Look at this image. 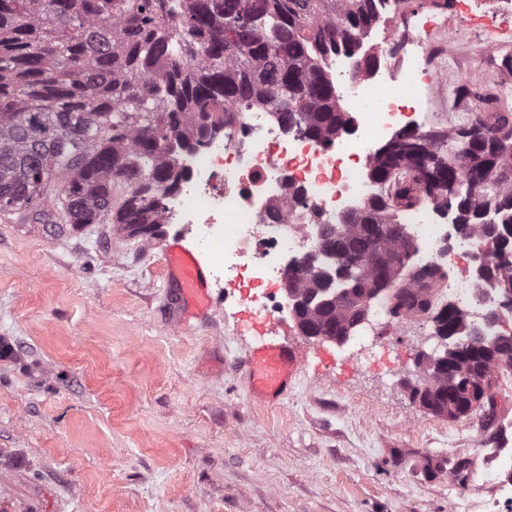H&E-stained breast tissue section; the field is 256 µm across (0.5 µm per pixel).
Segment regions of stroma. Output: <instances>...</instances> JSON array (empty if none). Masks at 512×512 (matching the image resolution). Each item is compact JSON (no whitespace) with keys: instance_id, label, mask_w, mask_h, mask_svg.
Instances as JSON below:
<instances>
[{"instance_id":"35a3bbf8","label":"stroma","mask_w":512,"mask_h":512,"mask_svg":"<svg viewBox=\"0 0 512 512\" xmlns=\"http://www.w3.org/2000/svg\"><path fill=\"white\" fill-rule=\"evenodd\" d=\"M428 33L443 91L431 128L464 125L490 100L512 113V17L500 0H410L390 13ZM112 224L0 219V512H475L480 470L512 448V375L497 418L451 420L415 401L424 319L378 323L358 364L287 319L303 353L272 405L244 370L256 343L243 301L213 283L182 324L163 248Z\"/></svg>"}]
</instances>
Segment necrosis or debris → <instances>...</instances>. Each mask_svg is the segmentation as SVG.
<instances>
[{
	"instance_id": "obj_1",
	"label": "necrosis or debris",
	"mask_w": 512,
	"mask_h": 512,
	"mask_svg": "<svg viewBox=\"0 0 512 512\" xmlns=\"http://www.w3.org/2000/svg\"><path fill=\"white\" fill-rule=\"evenodd\" d=\"M430 51L418 42L406 60L378 64L365 79L356 77L354 60L331 59L353 126L328 143L286 131L268 113L240 112L206 148L182 157L187 178L166 200L167 221L202 252L222 244L213 264L216 281L238 288L282 282L316 250L317 225L335 223L338 214L378 194L361 167L377 142L429 122L425 106L407 107L394 90ZM402 223L415 242L417 266L444 265L458 255L470 259L478 250L476 239L458 233L446 209L425 206L405 213ZM440 296L465 306L477 323L501 306L497 289L477 280L469 265L448 276Z\"/></svg>"
}]
</instances>
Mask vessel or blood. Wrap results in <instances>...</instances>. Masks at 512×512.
Masks as SVG:
<instances>
[{"instance_id": "1", "label": "vessel or blood", "mask_w": 512, "mask_h": 512, "mask_svg": "<svg viewBox=\"0 0 512 512\" xmlns=\"http://www.w3.org/2000/svg\"><path fill=\"white\" fill-rule=\"evenodd\" d=\"M165 259L167 276L174 282L180 297L198 310H208L213 302L209 283L212 272L206 263L178 243L166 248ZM257 327L259 341L252 349L246 367L254 392L276 401L287 389L290 368L301 363L302 358L276 343L278 326L274 321L259 320Z\"/></svg>"}]
</instances>
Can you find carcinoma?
<instances>
[{
    "label": "carcinoma",
    "instance_id": "1",
    "mask_svg": "<svg viewBox=\"0 0 512 512\" xmlns=\"http://www.w3.org/2000/svg\"><path fill=\"white\" fill-rule=\"evenodd\" d=\"M389 0H0V215L42 224L108 221L146 240L166 223V196L184 180L181 153L204 146L234 113L271 109L288 128L325 142L348 130L329 73L333 56L370 73L378 56L363 51ZM487 131L512 146V113L488 107ZM495 168L494 181L485 171ZM380 196L353 212L339 246L362 255L344 266L348 284L376 279L388 315L422 308L447 278L439 266L378 265L399 250L369 224H396L402 210L453 208L462 235L512 254V149L495 151L462 129L439 141L401 133L368 168ZM498 226L497 235L487 225ZM483 277L512 282V265L490 263ZM313 321L341 318L343 288L325 295ZM448 346L425 387L432 411L469 414L482 384L512 362H489L469 345L473 323L448 304L423 313Z\"/></svg>",
    "mask_w": 512,
    "mask_h": 512
}]
</instances>
